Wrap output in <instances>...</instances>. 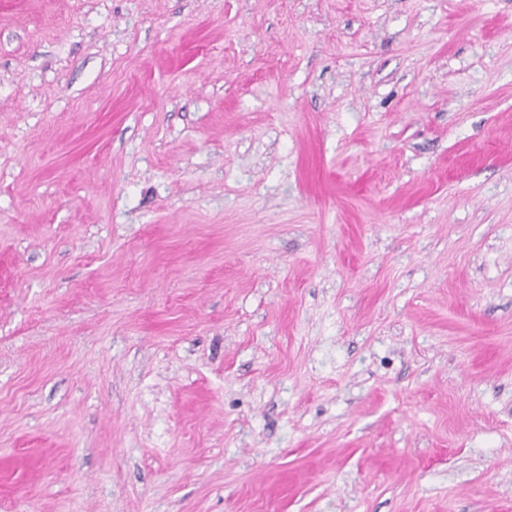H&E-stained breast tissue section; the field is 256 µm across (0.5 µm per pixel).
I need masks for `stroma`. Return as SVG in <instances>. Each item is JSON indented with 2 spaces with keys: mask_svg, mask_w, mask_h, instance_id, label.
I'll use <instances>...</instances> for the list:
<instances>
[{
  "mask_svg": "<svg viewBox=\"0 0 512 512\" xmlns=\"http://www.w3.org/2000/svg\"><path fill=\"white\" fill-rule=\"evenodd\" d=\"M0 512H512V0H0Z\"/></svg>",
  "mask_w": 512,
  "mask_h": 512,
  "instance_id": "stroma-1",
  "label": "stroma"
}]
</instances>
